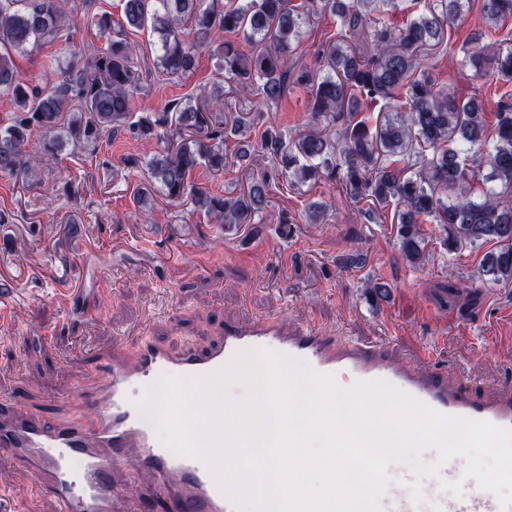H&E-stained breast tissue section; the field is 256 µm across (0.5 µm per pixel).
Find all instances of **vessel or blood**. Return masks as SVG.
I'll list each match as a JSON object with an SVG mask.
<instances>
[{
  "label": "vessel or blood",
  "mask_w": 512,
  "mask_h": 512,
  "mask_svg": "<svg viewBox=\"0 0 512 512\" xmlns=\"http://www.w3.org/2000/svg\"><path fill=\"white\" fill-rule=\"evenodd\" d=\"M242 350L283 355L334 378L382 379L438 412L512 429L511 383L477 395L435 368L429 348L406 359L389 339L339 342L309 324L262 318L225 325L201 349L145 340L129 355L94 358L69 392L77 412L64 420L0 400V455L14 462L29 491L22 497L1 483L0 512H32L30 501L40 496L55 512H241L217 482L213 455L161 440L146 413L165 383L201 389ZM460 478L455 463L445 464L420 483L417 503L408 488L414 475H402L387 484L379 512H503L479 487L464 485L459 497L441 490V482Z\"/></svg>",
  "instance_id": "vessel-or-blood-1"
}]
</instances>
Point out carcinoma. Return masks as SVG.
<instances>
[{
    "mask_svg": "<svg viewBox=\"0 0 512 512\" xmlns=\"http://www.w3.org/2000/svg\"><path fill=\"white\" fill-rule=\"evenodd\" d=\"M91 0H0V97L17 107L11 124L0 127V173L28 175L41 154L62 141L73 147H96L103 137L127 131L134 137L154 135L167 148L153 154L146 167L165 197L172 201L194 196L198 209L233 230L250 224L269 206L270 180L261 175L247 190L233 196L214 193L191 182L203 168L224 169L227 141L237 139L234 154L241 164L259 158L278 161L288 177L301 183L323 180L339 187L353 201L368 199L374 208L361 212L372 219L375 210L392 203L403 206L397 236L402 259L420 265L427 259L419 218L440 224L448 251L463 246L494 248L483 255L481 275L489 282L512 281V94L500 96L494 115L495 145L485 152L484 106L458 102L435 88L421 51L440 47L448 23L466 0H432L423 12L400 29L382 19L398 0H305L303 10L291 0H122L126 25L119 26L106 47L96 50L79 68L69 65L47 74L40 89L18 73L12 54L32 43H52L63 37L71 11ZM482 16L495 28L512 17V0H481ZM328 13L340 22L323 50L326 72L303 69L296 83L309 89L312 121L325 129L307 133L265 128L250 141L242 126L228 124L220 93L204 94L192 105L171 100L159 112L134 116L133 93L143 77L134 65L137 45L126 28L150 27L161 46L156 68L180 77L195 66V44L184 38L185 27L198 34L238 33L267 45L244 54L224 41L222 70L256 86L261 103L278 104L286 89L292 41L310 15ZM462 65L476 75L488 70L512 77V51L488 57L481 49L464 52ZM403 97L407 107L370 125L359 116L357 103ZM51 132L32 141L35 131ZM432 150L426 156L419 148ZM483 154L496 187L472 199L468 154Z\"/></svg>",
    "mask_w": 512,
    "mask_h": 512,
    "instance_id": "1",
    "label": "carcinoma"
}]
</instances>
